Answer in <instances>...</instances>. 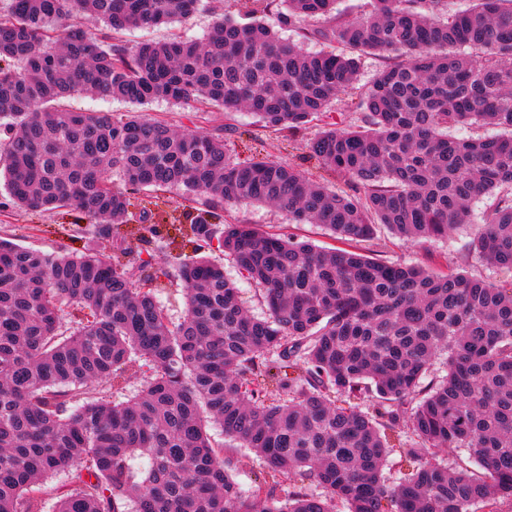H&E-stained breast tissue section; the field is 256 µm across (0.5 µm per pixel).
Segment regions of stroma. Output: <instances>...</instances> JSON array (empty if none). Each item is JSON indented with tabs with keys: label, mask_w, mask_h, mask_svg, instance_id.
Wrapping results in <instances>:
<instances>
[{
	"label": "stroma",
	"mask_w": 512,
	"mask_h": 512,
	"mask_svg": "<svg viewBox=\"0 0 512 512\" xmlns=\"http://www.w3.org/2000/svg\"><path fill=\"white\" fill-rule=\"evenodd\" d=\"M233 10V0H206L204 7L186 20L167 26L129 30L125 32L124 38L131 46L144 42H165L174 37L202 41L205 40L217 14H229ZM221 126L233 129L232 135L227 138L233 158L243 161L256 156H267L299 165L311 179H319L321 171L316 161L310 158L307 149V141L314 136V129H307L290 144L277 137L275 132L262 127L256 118L246 111L229 115L213 112L204 124L208 130ZM236 219L264 230L289 234L319 246L330 247L334 244L333 238L325 228L316 224L293 223L287 212L271 205L255 204L230 208L219 212L214 222L221 225ZM72 220V215L64 211L30 212L15 208L10 204L5 188L0 187L1 236L11 239L20 246L44 252L111 250V239L72 237ZM470 241L471 230L466 226L450 231L447 238L421 245L400 244L383 229L378 233L377 242L368 243L367 248L372 257L386 261L418 263L439 272L465 268L475 274L490 277L497 284H512V272L492 269L474 260L466 261ZM209 433L214 443L223 447L224 456L229 461L228 470L233 478L242 489H249L254 479L262 475V460L250 449L226 447L220 426H210Z\"/></svg>",
	"instance_id": "obj_1"
}]
</instances>
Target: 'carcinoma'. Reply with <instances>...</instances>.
I'll return each mask as SVG.
<instances>
[{
    "label": "carcinoma",
    "mask_w": 512,
    "mask_h": 512,
    "mask_svg": "<svg viewBox=\"0 0 512 512\" xmlns=\"http://www.w3.org/2000/svg\"><path fill=\"white\" fill-rule=\"evenodd\" d=\"M275 0H237L206 40L130 47L125 31L189 17L203 0H0V176L10 202L69 208L82 231L110 235L131 196L178 188L202 205L177 231L193 244L177 276L186 310L157 297L166 266L123 237L113 251L61 254L0 237V512H43L44 483L64 476L55 512H498L512 499V288L433 273L356 247L383 227L405 243L471 224L472 254L512 270V0H369L336 19V0H280L277 21L327 49L307 53L268 21ZM90 16L101 28L90 31ZM383 65L351 101L359 122L323 124L307 143L327 178L267 157L228 154L232 127L176 129L143 111L116 117L65 103L94 93L144 106L247 110L296 135ZM458 126L498 136L455 138ZM268 204L319 224L342 245L294 241L250 224L218 229L226 205ZM130 235L174 241L147 223ZM224 248L263 290L249 314ZM440 359L446 374L422 379ZM146 383L126 402L133 369ZM371 403L364 411L363 401ZM260 456L288 490L229 474L208 423ZM406 465L385 483L392 443ZM457 448L466 458H441ZM147 459L135 472L131 460ZM205 251V254L209 255L212 260L224 265V274L235 283L251 314L260 318L266 317L268 309L261 301L258 289L238 272L232 259L224 253V250L218 248V244L215 242L210 250Z\"/></svg>",
    "instance_id": "1"
}]
</instances>
